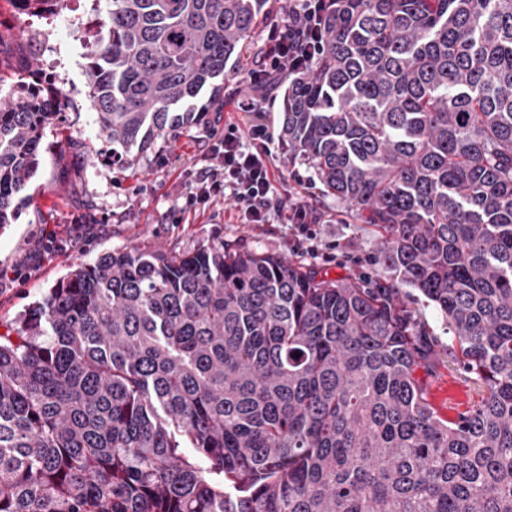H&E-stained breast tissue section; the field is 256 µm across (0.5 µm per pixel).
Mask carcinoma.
Listing matches in <instances>:
<instances>
[{"label": "carcinoma", "mask_w": 512, "mask_h": 512, "mask_svg": "<svg viewBox=\"0 0 512 512\" xmlns=\"http://www.w3.org/2000/svg\"><path fill=\"white\" fill-rule=\"evenodd\" d=\"M267 2L112 0L85 63L112 156L219 111ZM333 2L280 137L385 284L222 242L77 266L0 336V512H512V0ZM8 96L0 226L60 100ZM409 289L482 389L454 418Z\"/></svg>", "instance_id": "obj_1"}]
</instances>
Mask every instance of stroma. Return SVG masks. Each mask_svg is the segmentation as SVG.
Listing matches in <instances>:
<instances>
[{
    "instance_id": "stroma-1",
    "label": "stroma",
    "mask_w": 512,
    "mask_h": 512,
    "mask_svg": "<svg viewBox=\"0 0 512 512\" xmlns=\"http://www.w3.org/2000/svg\"><path fill=\"white\" fill-rule=\"evenodd\" d=\"M89 4L104 19L112 0H63L52 11L33 13L19 11L16 0H0V86L46 84L63 94L59 117L42 131L40 164L24 191L19 218L0 229V268L25 275L20 282L0 280V334L42 301L74 265L135 247L184 251L222 242L316 267L332 278L378 281L375 233L336 198L325 195L305 165L289 161L277 139L280 95L262 103L274 134L278 187L294 199L314 202L323 212L325 222L317 233L323 241L336 242V260L296 250L287 209L274 212L266 224H241L228 197L197 212L183 208L190 176L211 163V130L230 123L245 130L255 119L254 113L237 109L236 100L247 92L242 79L267 37L268 25L258 27L240 46L237 66L224 78L223 110L156 141L131 168L113 161L112 147L102 138L88 101L84 63L91 44L78 21ZM428 399L453 417L478 403L480 391L457 367L444 366L428 381Z\"/></svg>"
}]
</instances>
